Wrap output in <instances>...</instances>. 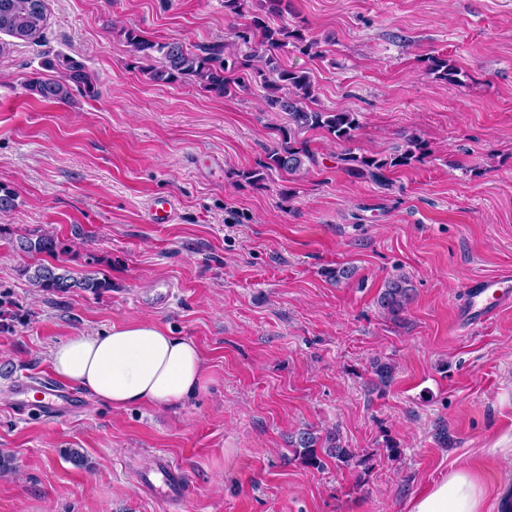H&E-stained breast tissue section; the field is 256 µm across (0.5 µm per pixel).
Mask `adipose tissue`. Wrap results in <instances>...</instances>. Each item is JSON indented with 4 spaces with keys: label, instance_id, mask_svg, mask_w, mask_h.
I'll list each match as a JSON object with an SVG mask.
<instances>
[{
    "label": "adipose tissue",
    "instance_id": "adipose-tissue-1",
    "mask_svg": "<svg viewBox=\"0 0 512 512\" xmlns=\"http://www.w3.org/2000/svg\"><path fill=\"white\" fill-rule=\"evenodd\" d=\"M49 360L60 379L88 390L115 412L184 403L212 381L192 340L149 319L70 336L50 350ZM410 512H512V503L490 499L471 470L457 468L417 495Z\"/></svg>",
    "mask_w": 512,
    "mask_h": 512
}]
</instances>
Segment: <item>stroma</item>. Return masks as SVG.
Listing matches in <instances>:
<instances>
[{
  "mask_svg": "<svg viewBox=\"0 0 512 512\" xmlns=\"http://www.w3.org/2000/svg\"><path fill=\"white\" fill-rule=\"evenodd\" d=\"M44 3L39 40L0 33V188L14 196L0 212V452L14 457L0 512H409L463 464L512 496V308L457 322L470 280L512 269V0H288L284 21L321 52L282 60L308 72L317 107L358 113L355 151L396 154L410 131L430 152L355 180L336 166L343 144L308 131V173L259 185L240 174L288 123L260 86L216 98L153 82L118 35L228 43L224 0ZM58 53L94 94H27ZM434 54L458 83L429 72ZM166 195L175 221L147 223ZM44 234L55 253L19 248ZM39 262L107 287L41 290L23 274ZM339 265L355 276L325 278ZM399 276L413 299L394 320L377 298ZM130 318L194 341L208 389L174 408L115 413L86 391L60 418L17 413L14 382L53 379L52 347ZM376 359L395 367L382 393ZM332 427L363 464L295 456L291 436ZM162 461L178 483L163 485Z\"/></svg>",
  "mask_w": 512,
  "mask_h": 512,
  "instance_id": "stroma-1",
  "label": "stroma"
}]
</instances>
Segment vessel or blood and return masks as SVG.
I'll return each mask as SVG.
<instances>
[{
  "mask_svg": "<svg viewBox=\"0 0 512 512\" xmlns=\"http://www.w3.org/2000/svg\"><path fill=\"white\" fill-rule=\"evenodd\" d=\"M175 210V198L168 197L149 206L146 219L153 224H167ZM511 307L512 274L505 272L483 277L468 285L465 300L458 311V321L463 325L477 326ZM14 390L18 410L27 412L35 409L48 418L57 416L62 409L77 401L75 393L48 382L34 386L29 381L20 380L15 383Z\"/></svg>",
  "mask_w": 512,
  "mask_h": 512,
  "instance_id": "obj_1",
  "label": "vessel or blood"
}]
</instances>
